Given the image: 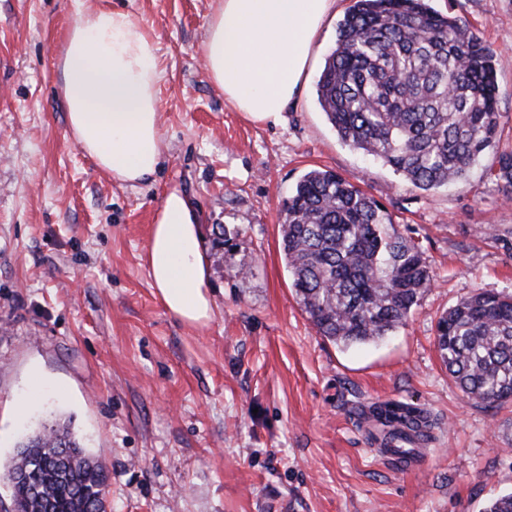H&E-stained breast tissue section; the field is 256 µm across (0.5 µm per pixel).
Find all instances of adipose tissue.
Returning <instances> with one entry per match:
<instances>
[{"label":"adipose tissue","mask_w":512,"mask_h":512,"mask_svg":"<svg viewBox=\"0 0 512 512\" xmlns=\"http://www.w3.org/2000/svg\"><path fill=\"white\" fill-rule=\"evenodd\" d=\"M203 45L205 67L225 99L255 121H278L300 94L325 17L336 0H218ZM76 145L113 179L152 177L163 156L156 45L128 11L76 10L60 62ZM146 262L167 312L206 325L213 299L198 216L177 190L162 201Z\"/></svg>","instance_id":"ef3b65f1"}]
</instances>
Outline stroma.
I'll return each mask as SVG.
<instances>
[{
    "instance_id": "obj_1",
    "label": "stroma",
    "mask_w": 512,
    "mask_h": 512,
    "mask_svg": "<svg viewBox=\"0 0 512 512\" xmlns=\"http://www.w3.org/2000/svg\"><path fill=\"white\" fill-rule=\"evenodd\" d=\"M351 4L326 19L299 100L258 123L203 66L217 0H82L134 12L158 44L163 160L131 186L70 134L58 58L71 0H0V497L18 443L54 422L104 464L107 512H484L512 492V404L469 401L434 343L460 299L512 292V199L494 153L424 191L340 140L316 82ZM430 5L498 60L500 144L512 147V0ZM312 169L382 202L425 253L433 288L378 343L323 338L291 286L281 210ZM172 189L200 219L204 327L165 310L145 264ZM385 400L437 422L413 467L366 439L363 413Z\"/></svg>"
}]
</instances>
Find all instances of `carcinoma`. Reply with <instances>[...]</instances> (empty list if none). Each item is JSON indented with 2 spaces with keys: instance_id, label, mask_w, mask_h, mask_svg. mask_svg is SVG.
I'll return each instance as SVG.
<instances>
[{
  "instance_id": "cac0c4a2",
  "label": "carcinoma",
  "mask_w": 512,
  "mask_h": 512,
  "mask_svg": "<svg viewBox=\"0 0 512 512\" xmlns=\"http://www.w3.org/2000/svg\"><path fill=\"white\" fill-rule=\"evenodd\" d=\"M496 62L482 38L426 0H353L316 83L338 137L417 189L458 182L498 153L512 187V151L499 149ZM281 248L296 297L317 333L343 346L377 342L403 325L433 286L423 252L386 207L331 170L312 169L284 205ZM435 344L469 399L512 401V293L480 290L443 313ZM367 437L409 457L430 438L424 410L395 401L368 408ZM8 477L14 512H105L107 473L70 428L27 438Z\"/></svg>"
}]
</instances>
